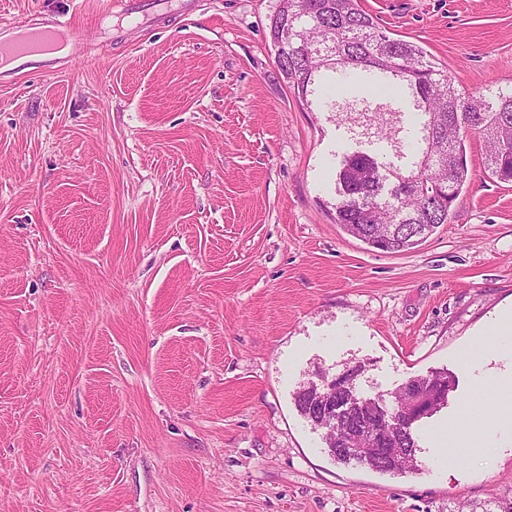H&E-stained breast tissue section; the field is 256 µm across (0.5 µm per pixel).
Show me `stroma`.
Listing matches in <instances>:
<instances>
[{
    "mask_svg": "<svg viewBox=\"0 0 512 512\" xmlns=\"http://www.w3.org/2000/svg\"><path fill=\"white\" fill-rule=\"evenodd\" d=\"M0 0V24L70 16L54 71L0 86V512H489L512 501V183L466 141L447 224L386 253L334 223L351 142L275 63L278 0ZM465 92L512 85V0H361ZM363 365L414 424L418 469L329 454L296 393ZM485 440L455 463L440 446ZM443 384L444 396L441 401H436L432 415L436 412L447 400L450 389L453 388V379L448 374L447 370L435 371L426 377H414L407 380L403 386H409L413 388L417 394L424 395L427 397H419L414 393H409L402 407H394L392 411L388 412L377 405L378 419L380 422L388 423L391 427H396L401 430L405 428L414 420L416 412H423V408L426 407L428 397L433 389V385ZM402 386V387H403Z\"/></svg>",
    "mask_w": 512,
    "mask_h": 512,
    "instance_id": "1",
    "label": "stroma"
}]
</instances>
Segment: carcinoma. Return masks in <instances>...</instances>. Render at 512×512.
<instances>
[{
	"label": "carcinoma",
	"mask_w": 512,
	"mask_h": 512,
	"mask_svg": "<svg viewBox=\"0 0 512 512\" xmlns=\"http://www.w3.org/2000/svg\"><path fill=\"white\" fill-rule=\"evenodd\" d=\"M271 42L288 40L277 67L288 87L320 112H334L359 148L336 168L334 221L350 236L386 251H409L429 238L448 215L470 179L466 139L485 143V169L512 182V88L470 95L436 69L424 51L389 36L358 0H280L270 17ZM386 144L399 163H383L374 145ZM453 388L448 372L414 377L406 385L430 396L435 385ZM351 403L347 430L326 440L337 461L352 460L383 473L417 469L413 457L401 461L342 454L365 430L379 427L368 399ZM296 405L312 424L322 425L323 402L314 387L296 395ZM382 448H414L413 434H380Z\"/></svg>",
	"instance_id": "carcinoma-1"
}]
</instances>
